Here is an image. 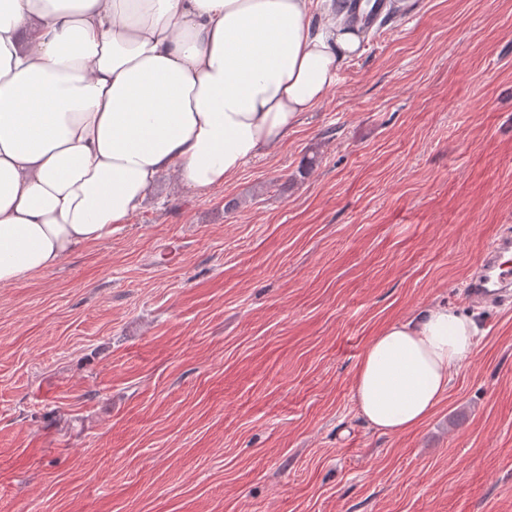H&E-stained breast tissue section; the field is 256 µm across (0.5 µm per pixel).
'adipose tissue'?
<instances>
[{
    "mask_svg": "<svg viewBox=\"0 0 512 512\" xmlns=\"http://www.w3.org/2000/svg\"><path fill=\"white\" fill-rule=\"evenodd\" d=\"M350 0H0V285L111 238L159 177L202 195L285 142L360 54ZM483 331L445 304L386 325L353 378L417 428Z\"/></svg>",
    "mask_w": 512,
    "mask_h": 512,
    "instance_id": "obj_1",
    "label": "adipose tissue"
}]
</instances>
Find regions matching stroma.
<instances>
[{
    "instance_id": "35a3bbf8",
    "label": "stroma",
    "mask_w": 512,
    "mask_h": 512,
    "mask_svg": "<svg viewBox=\"0 0 512 512\" xmlns=\"http://www.w3.org/2000/svg\"><path fill=\"white\" fill-rule=\"evenodd\" d=\"M512 0H413L287 142L0 286V512H512ZM486 334L421 427L353 375L432 303ZM504 253H512L511 234L499 236L488 248L481 274L465 288L466 298L475 303H486L512 296L510 267L504 266L500 260Z\"/></svg>"
}]
</instances>
